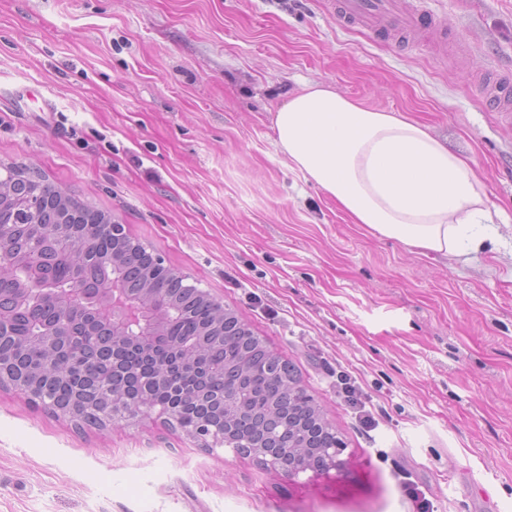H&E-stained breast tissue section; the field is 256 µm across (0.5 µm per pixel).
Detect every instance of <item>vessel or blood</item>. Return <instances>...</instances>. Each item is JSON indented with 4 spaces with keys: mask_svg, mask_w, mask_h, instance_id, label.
<instances>
[{
    "mask_svg": "<svg viewBox=\"0 0 512 512\" xmlns=\"http://www.w3.org/2000/svg\"><path fill=\"white\" fill-rule=\"evenodd\" d=\"M327 8L338 25L376 34L420 31L437 24L424 0H327Z\"/></svg>",
    "mask_w": 512,
    "mask_h": 512,
    "instance_id": "1",
    "label": "vessel or blood"
}]
</instances>
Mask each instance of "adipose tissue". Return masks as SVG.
I'll use <instances>...</instances> for the list:
<instances>
[{
  "label": "adipose tissue",
  "instance_id": "adipose-tissue-1",
  "mask_svg": "<svg viewBox=\"0 0 512 512\" xmlns=\"http://www.w3.org/2000/svg\"><path fill=\"white\" fill-rule=\"evenodd\" d=\"M273 124L292 166L371 233L446 255L487 239L482 181L422 124L326 83L291 95Z\"/></svg>",
  "mask_w": 512,
  "mask_h": 512
}]
</instances>
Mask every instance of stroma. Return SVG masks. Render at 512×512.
<instances>
[{"mask_svg":"<svg viewBox=\"0 0 512 512\" xmlns=\"http://www.w3.org/2000/svg\"><path fill=\"white\" fill-rule=\"evenodd\" d=\"M457 43L339 27L324 0H0V164L46 175L296 365L342 466L295 476L162 419L78 425L0 387V512H512V0H428ZM417 120L486 186L493 239L373 235L272 117L311 83ZM347 372L365 426L337 379Z\"/></svg>","mask_w":512,"mask_h":512,"instance_id":"35a3bbf8","label":"stroma"}]
</instances>
